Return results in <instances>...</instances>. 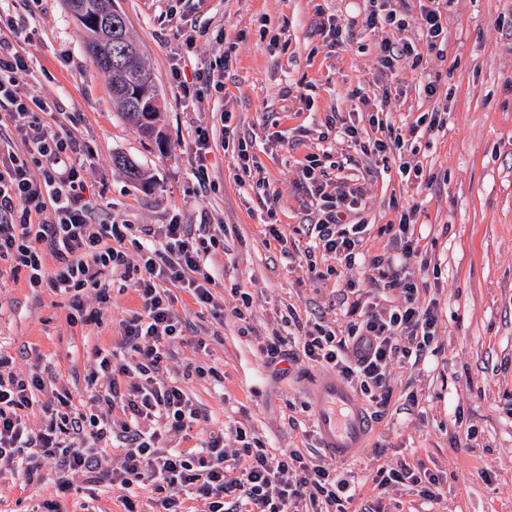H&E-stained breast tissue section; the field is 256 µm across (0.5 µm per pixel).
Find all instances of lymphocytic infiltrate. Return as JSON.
Instances as JSON below:
<instances>
[{"instance_id": "f902f5d3", "label": "lymphocytic infiltrate", "mask_w": 512, "mask_h": 512, "mask_svg": "<svg viewBox=\"0 0 512 512\" xmlns=\"http://www.w3.org/2000/svg\"><path fill=\"white\" fill-rule=\"evenodd\" d=\"M445 0L411 8L410 0H366L361 18L319 17L315 30L346 48L354 27L398 31L414 28L417 40H388L380 45L379 64L386 82L372 98L354 90L349 115L331 112L327 127L334 129L349 151L336 161L337 170L355 165L357 157L396 160L402 178L421 184L423 169L405 159V139L443 129L447 107L436 106L410 123L406 134L396 133L381 116L392 86L406 66H419L423 53L448 39V21L440 6ZM30 65L11 42L0 40V112L8 113L25 156L0 152V276L25 277L29 287L49 286L69 297L80 310L84 291L92 290L101 307L110 303L107 275L130 268L126 242H133L141 260L133 283L140 309L122 322L130 356L96 347L87 399L71 394L38 402L45 382L35 371H12V356L0 351V475H23L26 482L41 478L40 459L53 461L59 491L72 492V474L85 484L108 485L117 491L127 512H137L130 494L150 485L161 512H184L185 497H193L199 512H330L350 491L348 479L314 463L310 456L288 449L272 453L263 443L235 428L236 446L226 449L222 434L210 435L195 450L168 448L174 433L189 430L202 418L183 388L162 380L171 348L187 328L175 308L171 286L186 290L196 304L215 306V280L208 271L209 248L189 225L172 219L159 228L138 224L92 222L83 200L85 182L75 161L71 139L48 134L36 112L50 109L35 95ZM367 116L374 137H361L349 116ZM302 181L315 202L316 217L308 227L317 244L306 252L313 278H322L315 252L338 266L357 270L346 280L340 303L354 321L339 328L313 322L298 338L307 361L328 368L349 383L372 406H386L391 394L390 368L409 358L422 359L437 337L435 302L421 304L411 260L421 249L412 225L416 207L402 210L393 243L396 257H367L364 247L370 226L365 217L366 187L359 180L330 181L319 154L311 153L302 166ZM39 411V427L30 415ZM119 442L121 466L109 471L102 461L110 442ZM419 485L420 495L439 503L444 490L433 474L408 468L379 469L376 490L385 492L403 481Z\"/></svg>"}]
</instances>
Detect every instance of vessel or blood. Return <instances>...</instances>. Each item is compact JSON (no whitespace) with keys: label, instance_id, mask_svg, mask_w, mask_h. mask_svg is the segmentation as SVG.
Segmentation results:
<instances>
[{"label":"vessel or blood","instance_id":"vessel-or-blood-1","mask_svg":"<svg viewBox=\"0 0 512 512\" xmlns=\"http://www.w3.org/2000/svg\"><path fill=\"white\" fill-rule=\"evenodd\" d=\"M314 412L319 446L327 454L348 458L363 448L372 420L347 383L325 379L317 389Z\"/></svg>","mask_w":512,"mask_h":512}]
</instances>
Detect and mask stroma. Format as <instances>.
<instances>
[{"label":"stroma","mask_w":512,"mask_h":512,"mask_svg":"<svg viewBox=\"0 0 512 512\" xmlns=\"http://www.w3.org/2000/svg\"><path fill=\"white\" fill-rule=\"evenodd\" d=\"M163 95L158 126L163 144L145 139L112 110L105 75L90 61L82 33L63 0H0V39L7 24L25 18L26 52L36 94L53 101L39 113L49 133L71 138L85 167L86 199L97 224L181 223L209 219L220 245L209 256L219 309L198 306L176 290L177 311L192 329L176 342L169 375L204 413L189 433L169 444L189 449L210 433L240 427L272 452L295 448L328 462L313 427L310 395L329 371L307 362L300 345H288L284 366L269 364L259 346L273 332L299 335L314 310L345 324L329 309L339 279L311 277L302 253L311 237L312 200L302 185L308 153L330 112L349 111L351 93L377 92V53L386 30L355 28L341 51L314 32L317 11L357 15L362 0H117ZM448 41L405 70L396 99L386 105L389 123L415 121L436 101L448 103V126L418 142L415 156L432 183L413 186L396 165L384 171L360 159L368 176L369 255L392 248L389 224L398 209L417 206L415 232L430 269L418 275L421 302L437 300L439 336L416 365L394 364L391 398L375 421L368 448L345 463L357 483L345 512L372 501L379 468H427L446 496L424 504L418 486L396 485L385 512H512V0H451ZM199 33L192 50L175 39L177 19ZM232 67L224 87L202 101L183 98L172 78L224 58ZM436 81L435 97L424 86ZM232 120H225V113ZM232 123L255 142L259 164L246 182L234 177L225 154L224 125ZM207 134L208 179L199 183L194 142ZM136 159L152 178L131 183L113 166L114 155ZM275 207L281 240L266 236L262 219ZM253 297L251 335L238 331L230 313L232 286ZM111 304L84 302L88 318L71 322L67 298L25 280L0 285V350L15 356L18 372H41L48 389L87 395L93 349L122 343L120 319L139 310L133 288L111 285ZM217 377L194 376L195 366ZM489 479H482L481 470ZM42 481L0 479V512H83L82 498L58 494L54 466L43 461Z\"/></svg>","instance_id":"stroma-1"}]
</instances>
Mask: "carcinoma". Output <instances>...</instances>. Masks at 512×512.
Here are the masks:
<instances>
[{
    "mask_svg": "<svg viewBox=\"0 0 512 512\" xmlns=\"http://www.w3.org/2000/svg\"><path fill=\"white\" fill-rule=\"evenodd\" d=\"M65 2L84 34L86 51L94 66L108 76L113 107L124 119L138 126L144 136L158 135L155 125L158 108L150 112L139 111L136 93L147 88L157 102L160 92L128 28L122 26L118 33L110 34V24L101 20L106 0ZM112 162L128 179L146 182L144 170L128 157L117 155Z\"/></svg>",
    "mask_w": 512,
    "mask_h": 512,
    "instance_id": "1",
    "label": "carcinoma"
}]
</instances>
